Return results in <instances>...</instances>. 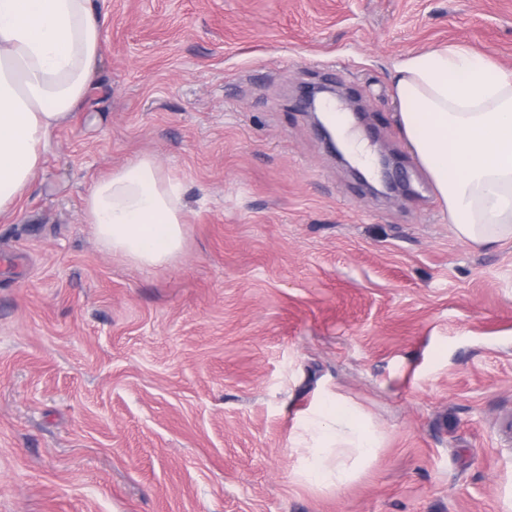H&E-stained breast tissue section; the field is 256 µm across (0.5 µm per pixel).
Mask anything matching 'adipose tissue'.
<instances>
[{
    "label": "adipose tissue",
    "instance_id": "adipose-tissue-1",
    "mask_svg": "<svg viewBox=\"0 0 512 512\" xmlns=\"http://www.w3.org/2000/svg\"><path fill=\"white\" fill-rule=\"evenodd\" d=\"M95 0H0V214L40 169L51 134L84 100L102 58ZM398 118L458 238L476 247L512 238V72L460 44L396 67ZM84 220L102 248L143 266L168 264L184 245L176 182L141 157L97 180ZM380 437L340 395L324 396L293 446L302 476L338 488L371 461Z\"/></svg>",
    "mask_w": 512,
    "mask_h": 512
}]
</instances>
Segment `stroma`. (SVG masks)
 Wrapping results in <instances>:
<instances>
[{
	"instance_id": "obj_1",
	"label": "stroma",
	"mask_w": 512,
	"mask_h": 512,
	"mask_svg": "<svg viewBox=\"0 0 512 512\" xmlns=\"http://www.w3.org/2000/svg\"><path fill=\"white\" fill-rule=\"evenodd\" d=\"M99 78L0 216V512H507L512 240H460L397 118L406 56L512 70V0H97ZM325 82L404 181L374 196L303 108ZM153 157L189 215L138 266L83 220ZM380 436L340 488L290 439L325 393Z\"/></svg>"
}]
</instances>
